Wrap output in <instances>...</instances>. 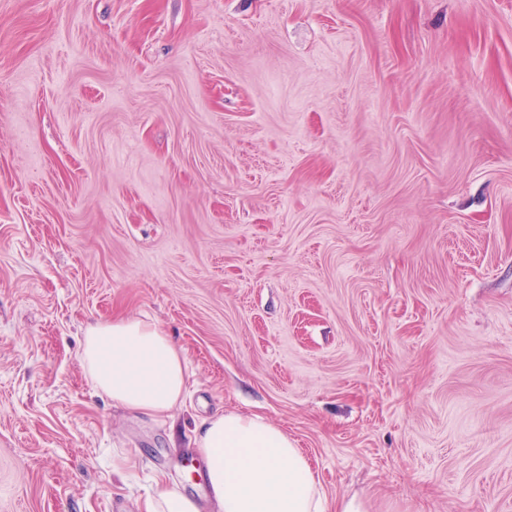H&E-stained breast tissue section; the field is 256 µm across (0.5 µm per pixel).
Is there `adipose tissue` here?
Returning a JSON list of instances; mask_svg holds the SVG:
<instances>
[{
    "label": "adipose tissue",
    "mask_w": 512,
    "mask_h": 512,
    "mask_svg": "<svg viewBox=\"0 0 512 512\" xmlns=\"http://www.w3.org/2000/svg\"><path fill=\"white\" fill-rule=\"evenodd\" d=\"M82 364L114 405L168 418L186 393L184 351L154 322L122 318L91 325ZM217 512H328L325 495L297 443L261 416L228 410L195 438Z\"/></svg>",
    "instance_id": "ef3b65f1"
}]
</instances>
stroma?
Segmentation results:
<instances>
[{"instance_id": "1", "label": "stroma", "mask_w": 512, "mask_h": 512, "mask_svg": "<svg viewBox=\"0 0 512 512\" xmlns=\"http://www.w3.org/2000/svg\"><path fill=\"white\" fill-rule=\"evenodd\" d=\"M116 316L171 418L86 374ZM227 410L328 502L512 512V0H0V512L205 502ZM81 361L112 405L165 419L184 400V351L157 323L128 317L91 325ZM139 512H200L198 505L177 488L163 487L157 496L143 501Z\"/></svg>"}]
</instances>
